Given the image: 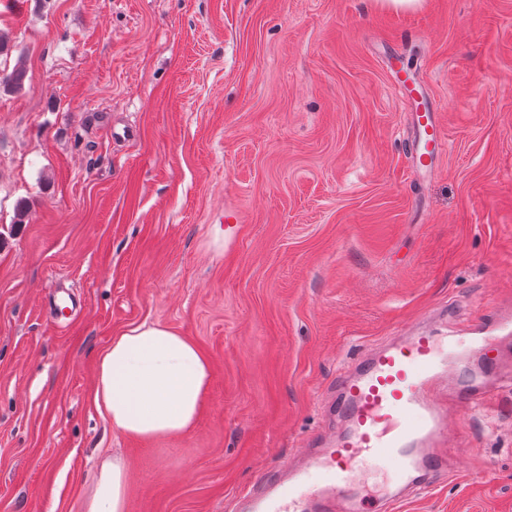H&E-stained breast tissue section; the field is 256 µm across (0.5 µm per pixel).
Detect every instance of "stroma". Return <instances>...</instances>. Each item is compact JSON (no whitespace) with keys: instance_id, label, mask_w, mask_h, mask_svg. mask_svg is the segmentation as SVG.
Instances as JSON below:
<instances>
[{"instance_id":"35a3bbf8","label":"stroma","mask_w":512,"mask_h":512,"mask_svg":"<svg viewBox=\"0 0 512 512\" xmlns=\"http://www.w3.org/2000/svg\"><path fill=\"white\" fill-rule=\"evenodd\" d=\"M0 33V72L27 69L0 89V512H83L115 453L127 512H236L336 431L357 357L435 308L466 336L512 317V0H14ZM397 66L449 135L427 173ZM146 319L211 362L179 438L91 399ZM494 407L449 401L448 473L401 512H512V393Z\"/></svg>"}]
</instances>
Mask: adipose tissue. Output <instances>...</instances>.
Instances as JSON below:
<instances>
[{
  "label": "adipose tissue",
  "mask_w": 512,
  "mask_h": 512,
  "mask_svg": "<svg viewBox=\"0 0 512 512\" xmlns=\"http://www.w3.org/2000/svg\"><path fill=\"white\" fill-rule=\"evenodd\" d=\"M211 365L188 337L144 320L113 336L97 356L94 401L113 430L146 440L190 432L211 381ZM129 471L115 456L102 461L86 512H125Z\"/></svg>",
  "instance_id": "adipose-tissue-1"
}]
</instances>
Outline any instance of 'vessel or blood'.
I'll list each match as a JSON object with an SVG mask.
<instances>
[{"label":"vessel or blood","instance_id":"vessel-or-blood-1","mask_svg":"<svg viewBox=\"0 0 512 512\" xmlns=\"http://www.w3.org/2000/svg\"><path fill=\"white\" fill-rule=\"evenodd\" d=\"M413 77H397L401 96L413 108L416 168L431 170L441 150L440 123L427 100L413 96ZM512 333L499 320L475 337L474 349L489 355L492 342ZM449 350L435 331L423 329L368 352L343 375L327 399L342 431L324 447L310 450L301 465L261 473L242 497L239 512H387L399 497L446 475L439 453L446 426L447 394L477 411L488 403L478 381H449ZM388 475V498H360L358 487L372 472Z\"/></svg>","mask_w":512,"mask_h":512}]
</instances>
